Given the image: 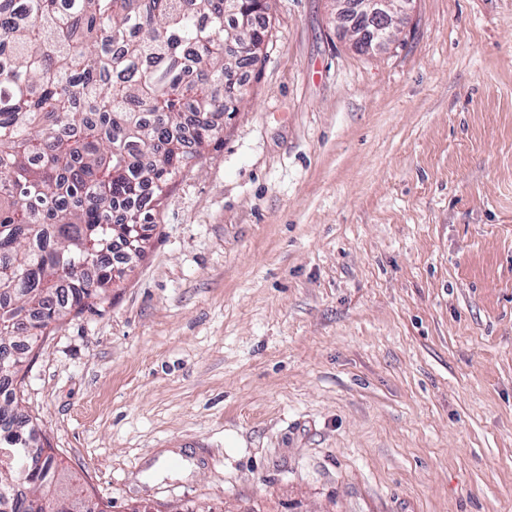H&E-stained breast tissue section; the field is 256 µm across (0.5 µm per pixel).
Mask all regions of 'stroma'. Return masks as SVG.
Returning a JSON list of instances; mask_svg holds the SVG:
<instances>
[{
    "mask_svg": "<svg viewBox=\"0 0 512 512\" xmlns=\"http://www.w3.org/2000/svg\"><path fill=\"white\" fill-rule=\"evenodd\" d=\"M246 99L22 414L110 512H512V0L356 52L272 0Z\"/></svg>",
    "mask_w": 512,
    "mask_h": 512,
    "instance_id": "35a3bbf8",
    "label": "stroma"
}]
</instances>
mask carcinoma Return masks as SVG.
Returning <instances> with one entry per match:
<instances>
[{
  "label": "carcinoma",
  "instance_id": "cac0c4a2",
  "mask_svg": "<svg viewBox=\"0 0 512 512\" xmlns=\"http://www.w3.org/2000/svg\"><path fill=\"white\" fill-rule=\"evenodd\" d=\"M270 0H0V512H108L17 412L13 376L47 328L112 286V225L150 224L164 187L237 111L225 49L261 61ZM249 16L250 26H242Z\"/></svg>",
  "mask_w": 512,
  "mask_h": 512
}]
</instances>
